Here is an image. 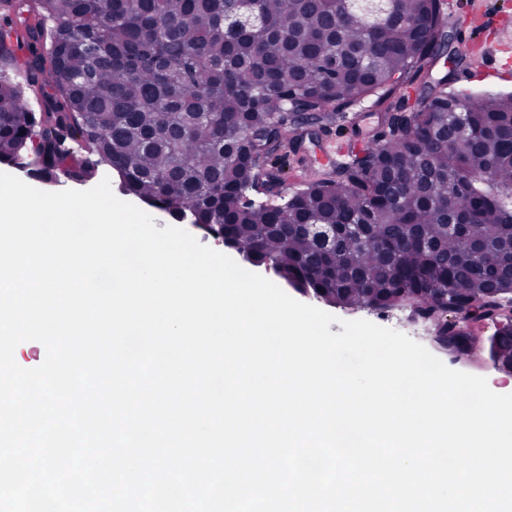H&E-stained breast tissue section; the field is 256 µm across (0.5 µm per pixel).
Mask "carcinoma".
<instances>
[{
	"mask_svg": "<svg viewBox=\"0 0 512 512\" xmlns=\"http://www.w3.org/2000/svg\"><path fill=\"white\" fill-rule=\"evenodd\" d=\"M444 28L440 0H0V69L30 49L27 79L0 76V161L31 151L33 176L75 183L107 165L122 194L224 226L288 286L347 311L407 308L434 345L512 365V93L443 79L404 93L444 55ZM395 94L406 117L384 113L389 135L363 156L304 173L286 202L242 204L249 140L275 163L302 138L288 113L329 121ZM471 322L495 332L467 345Z\"/></svg>",
	"mask_w": 512,
	"mask_h": 512,
	"instance_id": "1",
	"label": "carcinoma"
}]
</instances>
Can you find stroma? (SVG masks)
Masks as SVG:
<instances>
[{"mask_svg":"<svg viewBox=\"0 0 512 512\" xmlns=\"http://www.w3.org/2000/svg\"><path fill=\"white\" fill-rule=\"evenodd\" d=\"M456 11L470 23V36L455 32L452 48L463 57L457 68L448 70L435 66L433 78H447L452 92L465 91L473 95L512 92V70L504 72L493 64L498 43H512V0H454ZM379 105L365 101L353 107L348 119L332 123L330 129L306 137L299 155L289 156L288 174L281 186L282 194L298 187L301 171L312 163H326L336 157L346 160V151L355 142L368 141L379 129Z\"/></svg>","mask_w":512,"mask_h":512,"instance_id":"obj_1","label":"stroma"}]
</instances>
